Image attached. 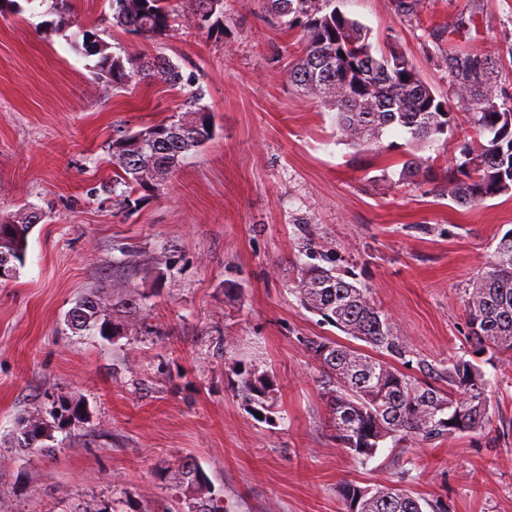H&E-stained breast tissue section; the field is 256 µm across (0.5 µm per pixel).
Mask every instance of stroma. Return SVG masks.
I'll use <instances>...</instances> for the list:
<instances>
[{
    "mask_svg": "<svg viewBox=\"0 0 512 512\" xmlns=\"http://www.w3.org/2000/svg\"><path fill=\"white\" fill-rule=\"evenodd\" d=\"M337 0L379 50L406 51L448 92V50L494 58L512 84V0ZM111 12L108 0H53L0 11V213L50 207L18 276L0 283V512H167L179 461L194 457L224 512H344L346 483L398 486L434 512H512V359L465 341L464 290L512 230V197L464 208L435 184H401L408 152L445 171L461 130L416 149L405 133L360 152L335 112L287 82L300 34L263 0H224V31L175 24L146 38L106 27L114 54L160 53L205 91L211 141L161 195L112 182V139L177 114L180 89L133 77L93 80L68 41ZM388 180H380V173ZM332 267L369 288L411 351L462 357L487 380L482 431L410 448L383 444L367 464L341 453L304 341L344 333L306 310L293 269ZM140 303L110 332H75L66 314L113 276ZM259 370L276 411L257 418L240 393ZM80 405L49 450L13 445L19 416Z\"/></svg>",
    "mask_w": 512,
    "mask_h": 512,
    "instance_id": "obj_1",
    "label": "stroma"
}]
</instances>
